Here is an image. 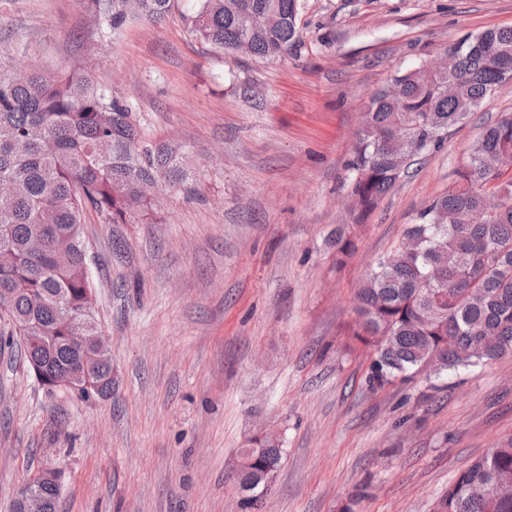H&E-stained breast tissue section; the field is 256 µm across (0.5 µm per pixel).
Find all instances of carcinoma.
Here are the masks:
<instances>
[{"instance_id":"carcinoma-1","label":"carcinoma","mask_w":512,"mask_h":512,"mask_svg":"<svg viewBox=\"0 0 512 512\" xmlns=\"http://www.w3.org/2000/svg\"><path fill=\"white\" fill-rule=\"evenodd\" d=\"M176 0H80L99 30L114 33L133 19L162 21ZM301 0H195L183 15L187 30L215 53L239 52L277 60L301 45ZM449 71L424 66L398 71L367 105L348 161L350 195L360 214L431 151L441 149L482 102L512 81V28H488L453 44ZM512 113L484 124L468 147L455 184L407 225L403 239L380 259L358 292L352 338L373 347L367 383L382 388L417 373L441 353L439 372L493 361L512 352ZM196 173L182 151L148 142L130 107L109 96L91 75H59L26 68L0 79V296L27 363L51 375L72 362L67 326L56 321L57 300L94 318L83 214L92 207L111 224H148L160 187L189 189ZM488 195L501 199L487 213ZM336 262L354 248L336 231ZM101 371L84 398L108 397ZM281 456L269 437L244 448ZM512 482V438L476 460L448 486L435 512H512V495L492 491ZM489 488L474 496L469 487ZM56 512L59 492L39 478Z\"/></svg>"}]
</instances>
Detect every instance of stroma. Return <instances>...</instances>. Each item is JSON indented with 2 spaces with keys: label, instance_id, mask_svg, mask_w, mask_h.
<instances>
[{
  "label": "stroma",
  "instance_id": "1",
  "mask_svg": "<svg viewBox=\"0 0 512 512\" xmlns=\"http://www.w3.org/2000/svg\"><path fill=\"white\" fill-rule=\"evenodd\" d=\"M190 7L104 34L78 0H0V76L87 66L196 171L193 192H160L156 222L85 212L110 399L47 389L0 350V512L49 467L58 512H433L512 436V354L373 390V352L347 329L370 267L455 181L479 117L512 112V82L362 219L347 162L395 70L512 26V0H302L303 43L272 63L210 51ZM341 224L356 249L340 267ZM266 434L282 457L255 509L237 461Z\"/></svg>",
  "mask_w": 512,
  "mask_h": 512
}]
</instances>
